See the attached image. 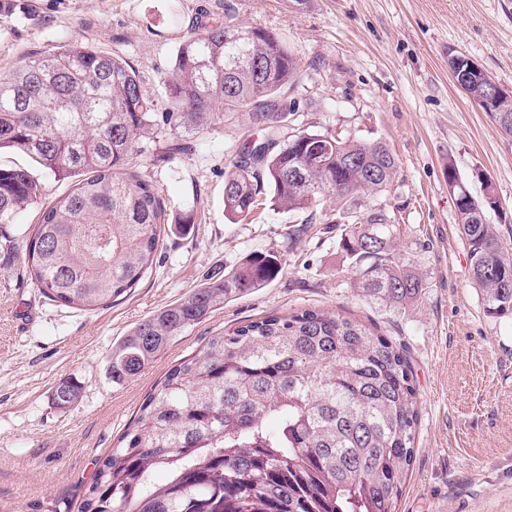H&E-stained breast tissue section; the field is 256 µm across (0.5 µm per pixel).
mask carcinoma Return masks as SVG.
Segmentation results:
<instances>
[{
    "label": "carcinoma",
    "mask_w": 512,
    "mask_h": 512,
    "mask_svg": "<svg viewBox=\"0 0 512 512\" xmlns=\"http://www.w3.org/2000/svg\"><path fill=\"white\" fill-rule=\"evenodd\" d=\"M299 79L284 39L229 15L183 36L161 77L164 112L117 53L71 41L28 56L0 75V151L75 184L18 235L13 218L44 183L0 164V249L22 255L21 275L49 301L111 305L153 271L169 223L156 187L130 167L139 145L165 129L171 157L178 140L244 112L250 134L224 172V213L246 220L267 194L288 212L335 196L355 288L379 307L406 308L427 283L398 252L389 214L361 199L388 190L396 158L380 140L286 135ZM485 190L454 206L485 314L512 319V256L485 219L499 205L492 183ZM281 271L279 254H249L137 323L112 346V382L134 378L186 329ZM81 397L69 377L51 392L60 410ZM418 420L411 366L394 342L328 310L268 316L211 337L168 371L98 461L79 512H396Z\"/></svg>",
    "instance_id": "carcinoma-1"
}]
</instances>
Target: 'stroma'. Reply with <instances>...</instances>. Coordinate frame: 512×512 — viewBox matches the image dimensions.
<instances>
[{
    "instance_id": "obj_1",
    "label": "stroma",
    "mask_w": 512,
    "mask_h": 512,
    "mask_svg": "<svg viewBox=\"0 0 512 512\" xmlns=\"http://www.w3.org/2000/svg\"><path fill=\"white\" fill-rule=\"evenodd\" d=\"M261 27L296 52L293 130L387 143L398 162L389 190L370 197L400 227L402 254L427 288L392 312L358 295L336 236L323 220L335 197L299 212L273 204L254 221L224 215L230 148L246 114L197 136L191 152L160 162L168 133L147 140L136 170L169 216L196 222L165 236L158 262L109 307L80 311L15 280L21 256L0 261V512H78L96 469L154 383L210 336L303 308L355 319L404 348L420 407L415 457L398 512H512V321L487 317L448 191L456 169L473 194L491 182L488 212L512 253V139L453 82L449 53L470 56L512 89V0H0V73L63 41L119 53L144 87L160 79L200 13ZM306 223L292 240L290 226ZM278 252L279 277L187 329L138 376L113 383L107 359L137 323L252 252ZM83 386L64 411L51 402L59 379Z\"/></svg>"
}]
</instances>
